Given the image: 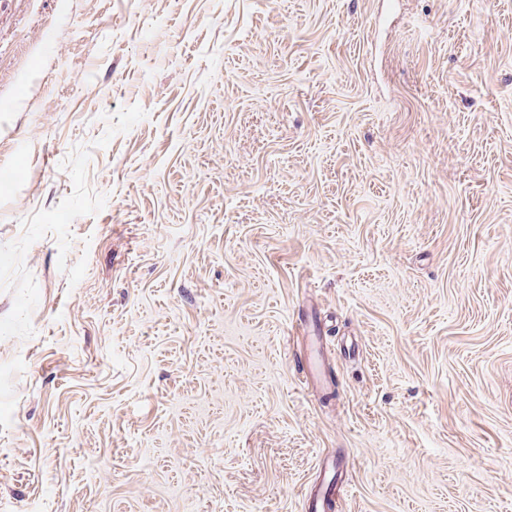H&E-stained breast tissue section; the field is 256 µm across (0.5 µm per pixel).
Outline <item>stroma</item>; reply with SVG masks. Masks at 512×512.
Wrapping results in <instances>:
<instances>
[{
  "instance_id": "1",
  "label": "stroma",
  "mask_w": 512,
  "mask_h": 512,
  "mask_svg": "<svg viewBox=\"0 0 512 512\" xmlns=\"http://www.w3.org/2000/svg\"><path fill=\"white\" fill-rule=\"evenodd\" d=\"M4 166L0 512H512V0H0Z\"/></svg>"
}]
</instances>
